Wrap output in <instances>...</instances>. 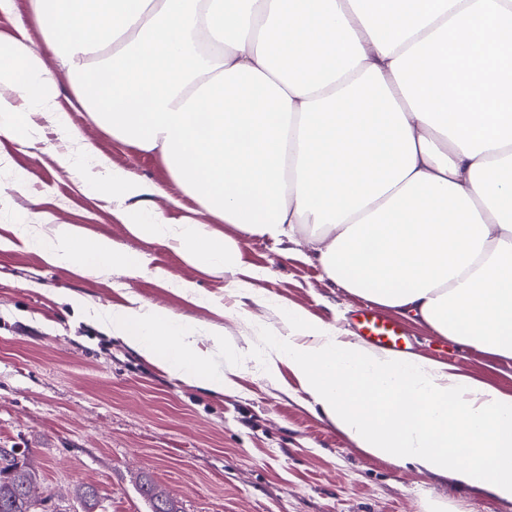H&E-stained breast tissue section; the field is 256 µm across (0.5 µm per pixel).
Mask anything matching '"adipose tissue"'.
Segmentation results:
<instances>
[{"label":"adipose tissue","instance_id":"adipose-tissue-1","mask_svg":"<svg viewBox=\"0 0 512 512\" xmlns=\"http://www.w3.org/2000/svg\"><path fill=\"white\" fill-rule=\"evenodd\" d=\"M49 56L27 29L0 70V136L22 140L19 102L53 105L50 62L113 137L159 153L210 216L240 236L319 242L326 277L429 324L464 347L512 359V0H30ZM78 146L59 158L97 169L127 202L137 237L174 243L213 275L240 265L239 238L150 208L154 185ZM50 264L143 274L142 256L79 226L39 235ZM107 334L214 393L232 380L197 324L130 302L87 310ZM267 377L296 376L312 407L365 452L512 503V397L445 367L383 354L297 308L268 338Z\"/></svg>","mask_w":512,"mask_h":512}]
</instances>
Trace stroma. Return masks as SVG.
<instances>
[{
	"label": "stroma",
	"mask_w": 512,
	"mask_h": 512,
	"mask_svg": "<svg viewBox=\"0 0 512 512\" xmlns=\"http://www.w3.org/2000/svg\"><path fill=\"white\" fill-rule=\"evenodd\" d=\"M56 112L112 164L159 187L152 202L173 220L197 202L161 158L112 138L82 112L67 72L54 68ZM53 114L39 111L24 141L0 137V448H22L55 512H83L80 486H94L97 512H149L137 491L151 477L181 512H512V503L452 479L376 458L305 403L293 373L266 378L259 358L267 334L284 326L283 306L357 332L365 298L328 280L306 235L276 244L242 242V264L215 276L163 242L135 237L118 213L121 197L96 195L88 167H63L70 150ZM22 185H15V174ZM50 233L75 224L146 259L135 279L116 268L77 272L48 264L14 242L16 215ZM165 280L154 277L155 269ZM193 282L197 296L182 282ZM74 293L101 309L129 297L224 332L236 359L232 392L215 394L176 381L125 342L61 303ZM405 335L406 352L447 365L512 395V360L456 345L425 323L379 307Z\"/></svg>",
	"instance_id": "35a3bbf8"
}]
</instances>
